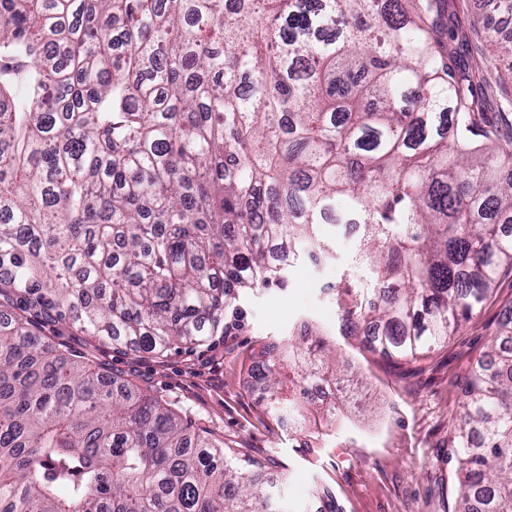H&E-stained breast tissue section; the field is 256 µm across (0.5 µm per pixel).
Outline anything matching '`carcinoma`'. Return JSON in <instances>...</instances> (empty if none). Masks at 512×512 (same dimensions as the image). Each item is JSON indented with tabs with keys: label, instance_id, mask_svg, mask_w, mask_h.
<instances>
[{
	"label": "carcinoma",
	"instance_id": "carcinoma-1",
	"mask_svg": "<svg viewBox=\"0 0 512 512\" xmlns=\"http://www.w3.org/2000/svg\"><path fill=\"white\" fill-rule=\"evenodd\" d=\"M478 22L512 80V0ZM447 0H0V512H271L257 463L50 341L35 319L160 358L240 295L360 227L341 321L416 362L512 275V139L425 18ZM453 424L452 512H512V317ZM266 408L331 429L325 342L252 373Z\"/></svg>",
	"mask_w": 512,
	"mask_h": 512
}]
</instances>
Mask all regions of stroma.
Returning <instances> with one entry per match:
<instances>
[{
    "label": "stroma",
    "instance_id": "1",
    "mask_svg": "<svg viewBox=\"0 0 512 512\" xmlns=\"http://www.w3.org/2000/svg\"><path fill=\"white\" fill-rule=\"evenodd\" d=\"M335 259L325 266L301 262L288 285L260 287L242 295V326L191 349L147 358L115 350L91 336L47 326L52 341L87 357L141 390L168 402L190 421L243 449L275 481V503L290 512H447L455 462L451 425L462 409L461 381L489 349L490 332L512 302V276L499 280L479 314L447 345L418 364H396L370 351L366 336L342 333L339 305L327 282L349 274L367 283L365 269L350 265L357 245L352 229L325 225ZM323 334L345 372L359 375L366 412L351 411L330 436L300 438L285 419L268 414L250 374L260 352L282 337ZM328 491L325 499L313 488Z\"/></svg>",
    "mask_w": 512,
    "mask_h": 512
}]
</instances>
